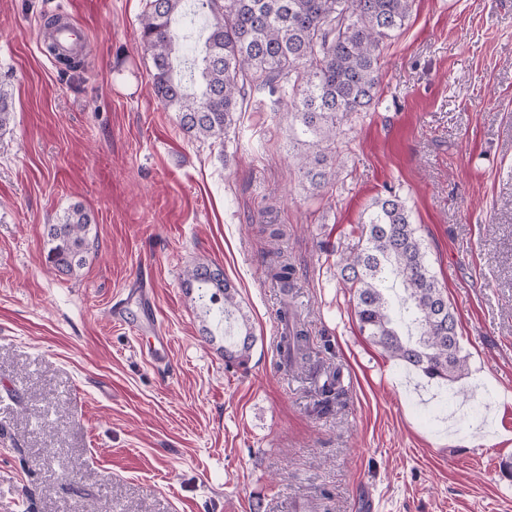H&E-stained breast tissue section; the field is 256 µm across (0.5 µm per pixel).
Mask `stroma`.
I'll use <instances>...</instances> for the list:
<instances>
[{"instance_id": "35a3bbf8", "label": "stroma", "mask_w": 512, "mask_h": 512, "mask_svg": "<svg viewBox=\"0 0 512 512\" xmlns=\"http://www.w3.org/2000/svg\"><path fill=\"white\" fill-rule=\"evenodd\" d=\"M145 3L0 0V512H512V0H416L382 49L378 105L340 124L341 175L315 195L268 90L224 142L182 131L153 93ZM59 12L87 32L75 71L37 47ZM392 193L454 308L451 379L361 332L340 277L361 213ZM76 203L97 240L62 274L45 229ZM276 246L296 270L286 296L265 273ZM200 262L250 319L246 366L225 363L227 325L184 285ZM140 282L161 363L143 354ZM284 301L310 370L275 366ZM330 370L345 396L319 415Z\"/></svg>"}]
</instances>
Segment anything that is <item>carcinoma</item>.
Returning a JSON list of instances; mask_svg holds the SVG:
<instances>
[{
    "label": "carcinoma",
    "mask_w": 512,
    "mask_h": 512,
    "mask_svg": "<svg viewBox=\"0 0 512 512\" xmlns=\"http://www.w3.org/2000/svg\"><path fill=\"white\" fill-rule=\"evenodd\" d=\"M186 2L147 0L140 19L153 60V92L176 112L181 129L198 140L224 141L247 90L264 87L293 105V122L306 136L299 165L310 189L319 192L336 180L339 166L329 162L336 125L376 104L381 50L403 29L415 0H193L205 24L199 56L184 60L199 75L198 90L192 93L174 71L179 41L186 36L173 23L185 15ZM11 118V94L0 84V131ZM93 223L91 213L76 204L47 225V258L57 271L73 274L86 265ZM357 228L361 248L338 264L352 290L361 331L391 357L432 379L461 373L465 359L457 321L430 270L405 200L396 194L373 199ZM268 275L283 294L294 288V268L279 249L270 253ZM185 284L197 289L206 311L234 318L237 334L224 347V359L245 364L255 336L224 272L199 262L186 271ZM279 318V365L306 363L310 352L304 325L286 306ZM343 394L336 374L323 385L317 406L328 412Z\"/></svg>",
    "instance_id": "1"
}]
</instances>
